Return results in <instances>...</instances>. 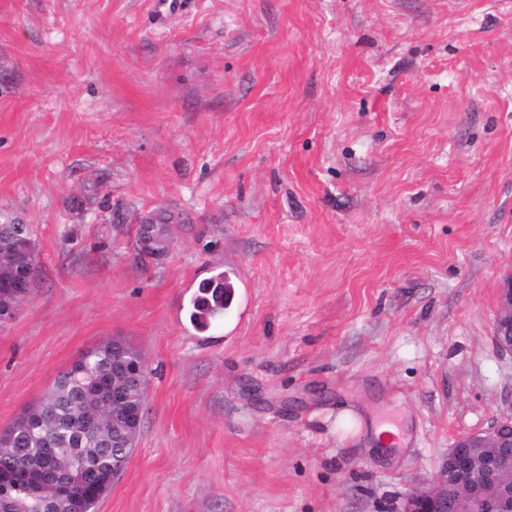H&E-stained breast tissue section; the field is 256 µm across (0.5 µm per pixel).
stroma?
Returning <instances> with one entry per match:
<instances>
[{
  "label": "stroma",
  "instance_id": "1",
  "mask_svg": "<svg viewBox=\"0 0 512 512\" xmlns=\"http://www.w3.org/2000/svg\"><path fill=\"white\" fill-rule=\"evenodd\" d=\"M157 2L0 0V210L39 267L0 430L116 338L145 412L96 512H392L512 411V0ZM141 235V228L138 226L137 232H136V238H138ZM136 240V242H137ZM138 250L141 253L142 257L149 256L151 258L158 257L165 252V242L151 233V231H145L142 233L141 237L139 238L138 242ZM499 311L494 322V341L502 355L512 357V271L502 280L498 291ZM233 286L224 280V274L203 282L199 295L190 306L189 319L198 328L205 329L212 320L224 314L233 298Z\"/></svg>",
  "mask_w": 512,
  "mask_h": 512
}]
</instances>
